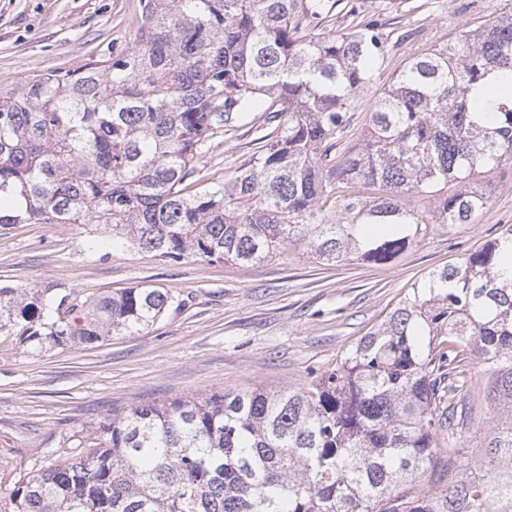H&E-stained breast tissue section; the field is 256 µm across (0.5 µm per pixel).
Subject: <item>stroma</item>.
<instances>
[{"instance_id": "stroma-1", "label": "stroma", "mask_w": 512, "mask_h": 512, "mask_svg": "<svg viewBox=\"0 0 512 512\" xmlns=\"http://www.w3.org/2000/svg\"><path fill=\"white\" fill-rule=\"evenodd\" d=\"M511 9L512 0H338L325 27L376 19L388 34L385 59L354 111L356 125L411 55ZM142 25L140 0H0V88L111 57L113 48L135 42ZM254 137L246 126L225 136L204 160L206 177L233 172L254 152ZM483 180L491 197L474 223L433 225L385 266H327L299 247L261 263H175L91 241L86 224L0 228V285L87 297L150 286L181 302L143 333L93 346L30 354L17 337L0 335V489L62 463L73 439L112 412L219 390L307 386L431 270L512 225V167Z\"/></svg>"}]
</instances>
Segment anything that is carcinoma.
<instances>
[{
	"label": "carcinoma",
	"instance_id": "1",
	"mask_svg": "<svg viewBox=\"0 0 512 512\" xmlns=\"http://www.w3.org/2000/svg\"><path fill=\"white\" fill-rule=\"evenodd\" d=\"M141 6L128 49L0 89V226L89 224L174 262L257 263L288 244L326 265H386L430 224L472 223L490 199L474 176L512 164V106L487 122L474 96L489 75L512 77V11L411 57L351 145L352 109L385 55L379 21L326 30L330 0ZM248 124L256 151L205 179L216 140ZM505 250L512 225L430 271L306 387L112 413L0 496V512H512ZM178 307L163 288L89 301L5 285L0 334L27 352L89 346ZM475 370L503 412L469 450Z\"/></svg>",
	"mask_w": 512,
	"mask_h": 512
}]
</instances>
